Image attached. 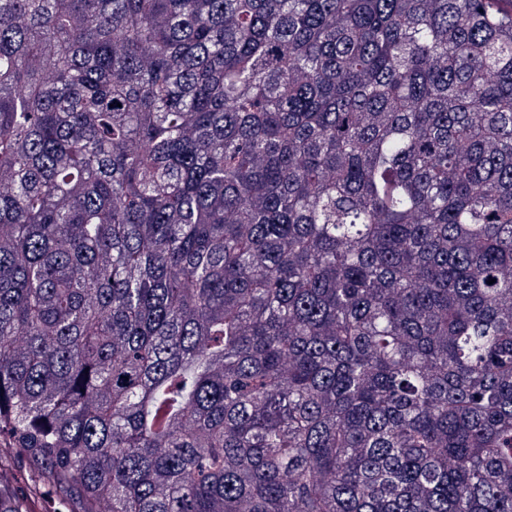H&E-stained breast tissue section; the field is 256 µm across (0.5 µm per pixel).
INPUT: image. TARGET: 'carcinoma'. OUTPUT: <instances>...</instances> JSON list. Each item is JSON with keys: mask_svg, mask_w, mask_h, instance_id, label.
<instances>
[{"mask_svg": "<svg viewBox=\"0 0 512 512\" xmlns=\"http://www.w3.org/2000/svg\"><path fill=\"white\" fill-rule=\"evenodd\" d=\"M5 447L72 512H512V18L0 0Z\"/></svg>", "mask_w": 512, "mask_h": 512, "instance_id": "1", "label": "carcinoma"}]
</instances>
